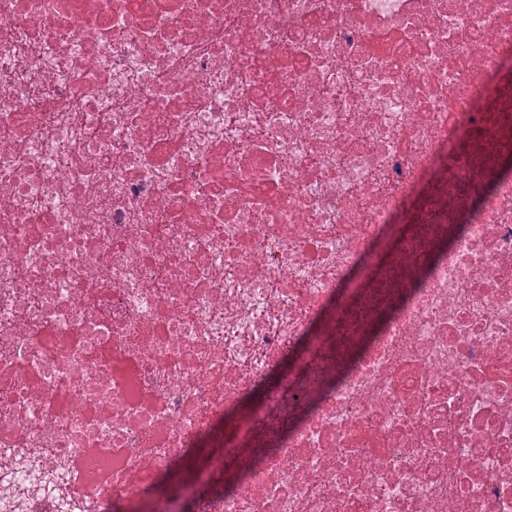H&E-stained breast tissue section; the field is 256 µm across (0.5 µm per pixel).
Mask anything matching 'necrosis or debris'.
<instances>
[{
    "label": "necrosis or debris",
    "mask_w": 512,
    "mask_h": 512,
    "mask_svg": "<svg viewBox=\"0 0 512 512\" xmlns=\"http://www.w3.org/2000/svg\"><path fill=\"white\" fill-rule=\"evenodd\" d=\"M0 512H512V0H0Z\"/></svg>",
    "instance_id": "necrosis-or-debris-1"
}]
</instances>
